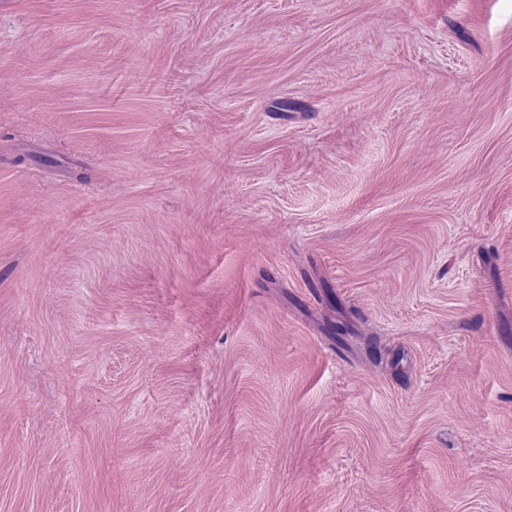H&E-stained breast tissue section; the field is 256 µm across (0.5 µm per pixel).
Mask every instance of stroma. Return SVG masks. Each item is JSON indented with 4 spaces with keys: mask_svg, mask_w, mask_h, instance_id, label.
I'll return each instance as SVG.
<instances>
[{
    "mask_svg": "<svg viewBox=\"0 0 512 512\" xmlns=\"http://www.w3.org/2000/svg\"><path fill=\"white\" fill-rule=\"evenodd\" d=\"M0 512H512V0H0Z\"/></svg>",
    "mask_w": 512,
    "mask_h": 512,
    "instance_id": "stroma-1",
    "label": "stroma"
}]
</instances>
